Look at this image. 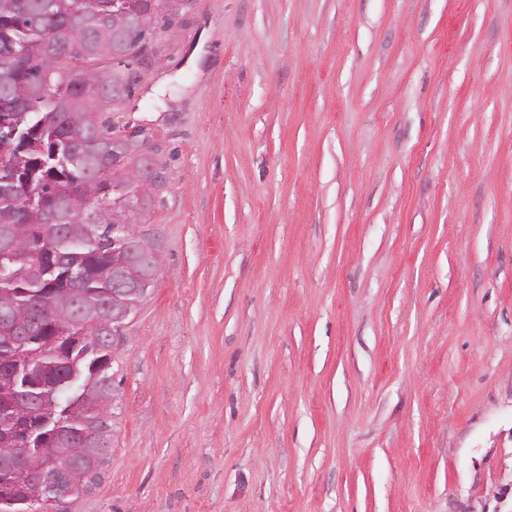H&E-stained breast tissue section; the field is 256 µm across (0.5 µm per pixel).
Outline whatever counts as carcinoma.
<instances>
[{
    "instance_id": "1",
    "label": "carcinoma",
    "mask_w": 512,
    "mask_h": 512,
    "mask_svg": "<svg viewBox=\"0 0 512 512\" xmlns=\"http://www.w3.org/2000/svg\"><path fill=\"white\" fill-rule=\"evenodd\" d=\"M156 0H0V55L19 61L48 60L71 36V62L46 67L38 77L14 68V98L0 102L3 132L16 126L20 139L0 138V235L16 237L48 263L29 264L26 256L0 255V368L19 371L0 377V390L27 389L48 410L12 417L0 412V445L26 448L28 455L64 453L80 436L90 447L76 460L85 474L82 492L98 484L111 448L110 419L95 406L112 400V327L100 318L112 310V284L124 269L112 264V237L75 235V205L91 192L122 213L152 211L165 189L164 166L144 159L136 140L112 129L105 113L119 94L131 93L135 75L125 62L134 26L168 28L185 16L194 0H170V13H155ZM107 58L110 65L99 68ZM109 76L90 108L84 92L90 71ZM137 168L140 185L113 179L116 167ZM153 240L125 248V261L140 275V287L153 277ZM32 483L0 449V512H30Z\"/></svg>"
}]
</instances>
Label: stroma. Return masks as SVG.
Segmentation results:
<instances>
[{
  "mask_svg": "<svg viewBox=\"0 0 512 512\" xmlns=\"http://www.w3.org/2000/svg\"><path fill=\"white\" fill-rule=\"evenodd\" d=\"M111 113L161 271L68 512H512V0H196Z\"/></svg>",
  "mask_w": 512,
  "mask_h": 512,
  "instance_id": "stroma-1",
  "label": "stroma"
}]
</instances>
